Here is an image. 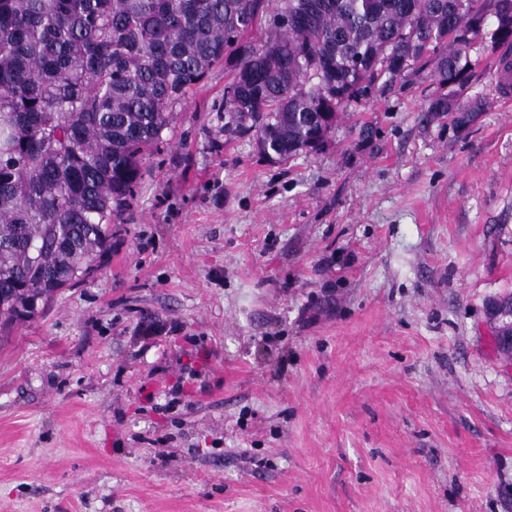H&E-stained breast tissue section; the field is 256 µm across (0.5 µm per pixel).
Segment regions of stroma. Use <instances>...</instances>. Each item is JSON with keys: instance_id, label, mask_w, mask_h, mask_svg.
<instances>
[{"instance_id": "35a3bbf8", "label": "stroma", "mask_w": 512, "mask_h": 512, "mask_svg": "<svg viewBox=\"0 0 512 512\" xmlns=\"http://www.w3.org/2000/svg\"><path fill=\"white\" fill-rule=\"evenodd\" d=\"M504 53L467 133L424 68L280 164L215 66L89 274L0 323V512H512ZM489 313L492 320L498 319L502 328L497 336L501 350L506 353V366H512V309L507 310L496 305L489 306Z\"/></svg>"}]
</instances>
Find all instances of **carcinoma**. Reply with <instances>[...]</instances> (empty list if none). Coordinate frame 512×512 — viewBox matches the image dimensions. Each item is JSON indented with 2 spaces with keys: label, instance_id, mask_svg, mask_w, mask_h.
I'll return each instance as SVG.
<instances>
[{
  "label": "carcinoma",
  "instance_id": "carcinoma-1",
  "mask_svg": "<svg viewBox=\"0 0 512 512\" xmlns=\"http://www.w3.org/2000/svg\"><path fill=\"white\" fill-rule=\"evenodd\" d=\"M512 0H0V316L28 317L90 270L148 151L219 62L224 131L285 163L325 146L343 112L428 67L448 110L466 50ZM265 27L263 40L250 34Z\"/></svg>",
  "mask_w": 512,
  "mask_h": 512
}]
</instances>
